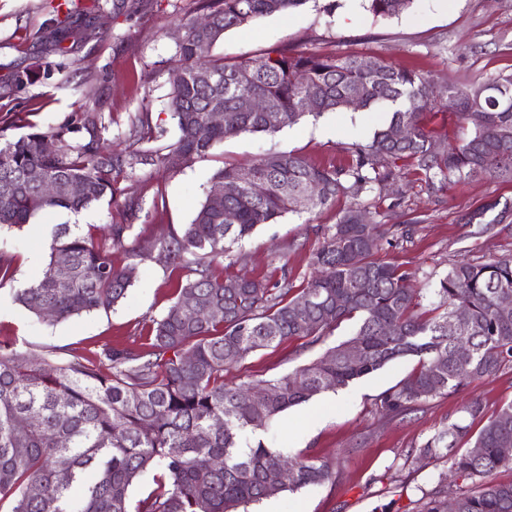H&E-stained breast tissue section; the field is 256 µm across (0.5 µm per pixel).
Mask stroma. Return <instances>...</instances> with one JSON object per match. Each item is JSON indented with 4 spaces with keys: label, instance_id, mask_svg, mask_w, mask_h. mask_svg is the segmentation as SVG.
I'll use <instances>...</instances> for the list:
<instances>
[{
    "label": "stroma",
    "instance_id": "stroma-1",
    "mask_svg": "<svg viewBox=\"0 0 512 512\" xmlns=\"http://www.w3.org/2000/svg\"><path fill=\"white\" fill-rule=\"evenodd\" d=\"M94 30L66 55L48 52L42 38L53 27L51 0H0V141L60 126L84 140L79 118L99 112L102 137L123 161L113 174L111 198L78 213L59 210L41 217L42 236L54 225H132L144 242L190 223L224 164L242 167L259 156L287 151L308 163L336 165L351 160L352 144L369 140L386 119L382 112H326L268 133H247L215 146L179 172L149 164L145 150L178 138L169 108V69L181 19L198 12L201 0H128L113 12L99 0ZM348 55L368 53L428 75L436 85L466 83L512 73V0H415L393 17L370 14L364 0H307L289 15H270L225 32L213 55L229 61L276 52ZM33 70L32 79L11 84L12 73ZM372 205L377 222L398 227L378 259L414 273L416 283L436 286L452 264L482 263L512 254V181L462 179L445 192H432L410 163L400 165L397 185L346 197L313 212L288 213L231 244L225 275L246 274L275 290L299 292L312 272L310 258L329 229L354 203ZM12 256L11 275L0 282V342L19 352L96 358L102 348L147 351L153 320L176 300L184 270L158 253L133 256L115 246L114 266L133 268V284L110 310L58 323L37 319L13 296L36 275L32 254L48 258L28 228H0V253ZM358 322L342 321L314 345L293 339L250 353L224 371L226 384L270 380L291 373L328 348L348 340ZM417 358L386 365L348 385L314 396L273 419L260 438L289 456H315L332 463L334 477L319 485L283 492L248 506L247 512H420L447 468L422 454L425 442L462 405L480 400L493 415L512 400V367L472 382L463 391L441 394L394 418L379 412L381 394L414 371Z\"/></svg>",
    "mask_w": 512,
    "mask_h": 512
}]
</instances>
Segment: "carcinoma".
<instances>
[{
  "label": "carcinoma",
  "instance_id": "obj_1",
  "mask_svg": "<svg viewBox=\"0 0 512 512\" xmlns=\"http://www.w3.org/2000/svg\"><path fill=\"white\" fill-rule=\"evenodd\" d=\"M308 0H204L203 15L181 22L176 65L170 74L172 117L179 130L175 143L147 155L152 165L177 171L225 139L244 133H275L297 124L309 113V97L320 99L318 113L370 111L389 107L388 124L365 143L350 147L355 159L332 167L312 165L291 152L254 161L249 169L265 180L264 196L249 189L224 200L219 208L205 195L191 223L150 245L132 247L136 254L154 248L172 264L188 269L178 298L195 294L200 308L222 309L191 317L173 304L153 321L150 350L109 346L97 360L82 357L50 360L42 353H23L0 343V505L9 512H239V508L271 496L333 477L331 466L312 457L287 454L244 440L276 416L313 396L347 385L407 357L418 367L379 398L380 412L396 417L445 393H457L472 381L512 365V316L498 307L512 297V255L484 263H457L439 280L436 309L417 312L420 293L410 287L412 274L372 259L388 231L367 210L352 208L331 227L312 254L313 274L293 296L272 292L255 278L224 277L225 243L237 242L262 224L287 213L312 211L339 196L357 199L374 187L395 181L397 162L410 161L433 189L443 191L453 180L496 177L512 180V74L474 82L464 89L448 84L434 94L422 73L397 67L375 56H333L281 52L227 62L212 55L214 45L230 29L266 15H287ZM414 0H367L377 17L397 16ZM56 13L51 52L64 55L74 19L93 17L95 7L64 0ZM205 72L210 80L196 75ZM259 95L265 112H241L237 101ZM224 109V125L210 124L208 114ZM440 107L460 115L466 133L440 152L421 116ZM84 141L73 142L68 126L32 132L0 143V225L23 227L54 209L78 212L112 194L117 159L101 137L103 116L85 113ZM407 127L411 138L393 140L390 131ZM59 149L46 154L42 139ZM38 170L63 185L84 183L71 195L43 192L26 181ZM242 168L226 164L211 185L237 178ZM131 224H110L106 232H79L77 224H58L49 245V262L15 300L36 317L53 322L97 310H109L126 298L133 278L112 266V247L123 245ZM359 261L351 263V254ZM65 255L71 269L62 278L56 260ZM467 319H455L457 310ZM359 318L349 340L327 349L310 363L274 380L224 384V368L249 353L290 339L319 342L345 319ZM361 353L350 363L345 350ZM190 362H183V356ZM263 399L260 407L254 398ZM472 400L460 417L429 438L422 451L469 442L463 453L448 457V473L424 495L421 512H512V482L499 483L495 471L512 467V456L500 443L512 440V400L489 417L477 434L466 421L482 418ZM26 419L19 436L15 424ZM221 421L223 426L216 427ZM291 477L281 481L283 468ZM153 487L130 502L131 487L146 473ZM471 486L459 484V479Z\"/></svg>",
  "mask_w": 512,
  "mask_h": 512
}]
</instances>
